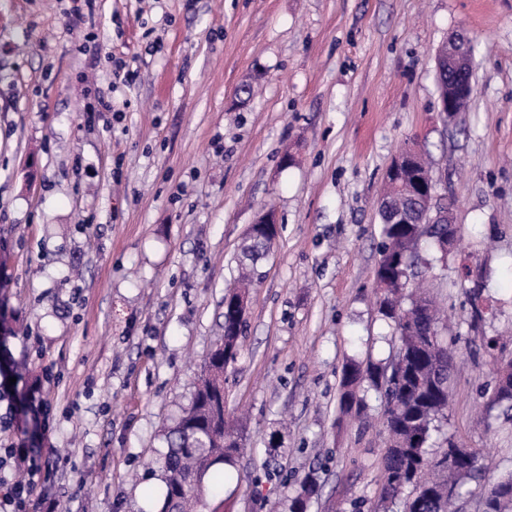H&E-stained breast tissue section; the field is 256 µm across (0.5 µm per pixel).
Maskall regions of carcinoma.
<instances>
[{"instance_id":"obj_1","label":"carcinoma","mask_w":512,"mask_h":512,"mask_svg":"<svg viewBox=\"0 0 512 512\" xmlns=\"http://www.w3.org/2000/svg\"><path fill=\"white\" fill-rule=\"evenodd\" d=\"M400 184H384L381 196L386 209L403 206ZM382 243L375 271L379 292L378 312L393 321L398 335L395 352L384 361L351 359L343 368L339 407L345 413L366 410V396L376 392L383 400L382 426L388 434L381 464L378 503L389 512L403 493V505L423 500L422 512H453L455 496L468 479L476 477L473 463L448 465L455 444L430 457L433 435L447 418L452 357L440 336L431 340L423 330H439L440 316L435 301L426 293L405 295L420 277L421 243L438 245L442 230L420 224H387L384 212ZM266 259V246L258 239L239 245L240 278L244 285L257 276ZM233 291L224 294V352L210 353L191 402L174 425L165 431L168 452L163 466L164 491L159 512H203L205 495L213 471L234 464L237 449L224 446V434L239 429L224 420V369L240 353L244 322L232 308ZM498 489L485 512H512V477L496 482ZM318 487L306 476L293 498L290 512H306L308 499Z\"/></svg>"}]
</instances>
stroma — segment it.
I'll use <instances>...</instances> for the list:
<instances>
[{
	"instance_id": "35a3bbf8",
	"label": "stroma",
	"mask_w": 512,
	"mask_h": 512,
	"mask_svg": "<svg viewBox=\"0 0 512 512\" xmlns=\"http://www.w3.org/2000/svg\"><path fill=\"white\" fill-rule=\"evenodd\" d=\"M74 7L0 0V387L15 441L55 449L56 495L74 512L157 501L163 431L223 334L239 244L271 209L278 235L224 373L244 446L208 507L290 512L310 474L307 512H373L383 404L369 395V428L342 418L340 381L350 357L395 343L375 306L377 199L418 142L459 235L448 256L423 251L453 354L433 446L477 452L457 506L479 512L487 481L512 475L482 347L495 337L512 357V0H95L88 24ZM460 30L474 95L446 123L436 53ZM118 59L130 85L112 84ZM465 263L486 273L478 320Z\"/></svg>"
}]
</instances>
